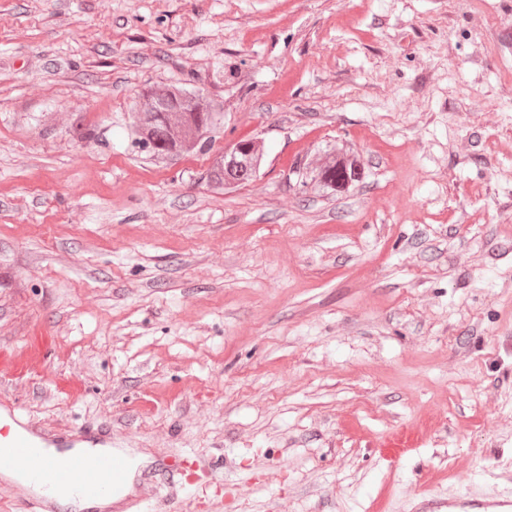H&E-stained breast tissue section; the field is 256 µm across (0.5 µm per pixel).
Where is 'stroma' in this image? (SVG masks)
Masks as SVG:
<instances>
[{
    "instance_id": "1",
    "label": "stroma",
    "mask_w": 512,
    "mask_h": 512,
    "mask_svg": "<svg viewBox=\"0 0 512 512\" xmlns=\"http://www.w3.org/2000/svg\"><path fill=\"white\" fill-rule=\"evenodd\" d=\"M157 83L224 104L194 162L132 140ZM334 150L344 191L289 182ZM0 360L151 505L176 451L224 459L202 512L512 487V0H0ZM253 146L250 161L253 166H259L260 169L264 163V152L256 141L243 139ZM240 140L224 146V155L212 167L208 177L210 182L217 186L245 185L253 181L258 175V169H254L247 160V154L250 152V146L242 143ZM227 160L226 178L224 176V161Z\"/></svg>"
}]
</instances>
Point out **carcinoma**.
I'll return each mask as SVG.
<instances>
[{
	"label": "carcinoma",
	"instance_id": "carcinoma-1",
	"mask_svg": "<svg viewBox=\"0 0 512 512\" xmlns=\"http://www.w3.org/2000/svg\"><path fill=\"white\" fill-rule=\"evenodd\" d=\"M220 102L190 92L179 84H157L144 89L132 107L131 133L138 144L159 140L166 151L151 154L154 160L204 152L211 145L224 117ZM355 162L339 152L325 155L316 167L315 182L339 192L341 181Z\"/></svg>",
	"mask_w": 512,
	"mask_h": 512
}]
</instances>
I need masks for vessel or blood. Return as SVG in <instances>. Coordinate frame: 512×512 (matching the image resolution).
<instances>
[{
	"instance_id": "obj_1",
	"label": "vessel or blood",
	"mask_w": 512,
	"mask_h": 512,
	"mask_svg": "<svg viewBox=\"0 0 512 512\" xmlns=\"http://www.w3.org/2000/svg\"><path fill=\"white\" fill-rule=\"evenodd\" d=\"M161 483L172 494L195 498L218 469L195 454H184L159 468ZM129 460L114 447L110 423L91 429L79 426L59 437L30 427L20 408L0 400V477L14 476L31 492L23 501L25 512H53V491L67 489L81 500L98 504L125 502L127 512H142V504L127 494ZM448 512H512V492L495 496L476 493L449 497Z\"/></svg>"
}]
</instances>
